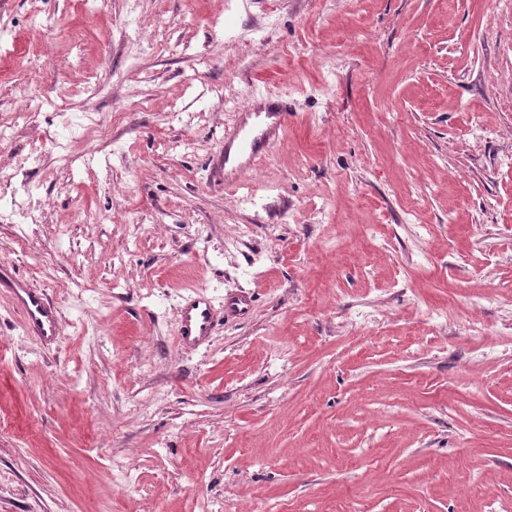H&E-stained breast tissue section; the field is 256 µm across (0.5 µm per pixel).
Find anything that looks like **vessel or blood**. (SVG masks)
I'll list each match as a JSON object with an SVG mask.
<instances>
[{
    "mask_svg": "<svg viewBox=\"0 0 512 512\" xmlns=\"http://www.w3.org/2000/svg\"><path fill=\"white\" fill-rule=\"evenodd\" d=\"M291 117L284 99H268L240 113L232 129L225 131L221 150L209 160L214 182L221 185L250 170L266 148L279 139ZM0 291L10 294L21 309L28 332L47 342L57 340L61 328L53 302L4 263L0 264ZM251 305V295L243 290L225 294L224 306L219 310L203 294L185 297L179 309V344L203 345L221 322L247 316Z\"/></svg>",
    "mask_w": 512,
    "mask_h": 512,
    "instance_id": "1",
    "label": "vessel or blood"
}]
</instances>
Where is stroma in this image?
Masks as SVG:
<instances>
[{"mask_svg":"<svg viewBox=\"0 0 512 512\" xmlns=\"http://www.w3.org/2000/svg\"><path fill=\"white\" fill-rule=\"evenodd\" d=\"M0 172V512H512V0H0ZM288 101L267 99L250 112H241L231 130L224 131L221 150L209 159L213 181L224 185L250 170L268 146L277 141L292 118ZM0 291L10 294L21 309L28 332L45 342H55L61 336L53 302L45 293L32 288L28 281L11 272L3 262L0 264ZM251 305L252 296L243 290L225 294L222 311L214 309L199 292L185 297L179 309V344L183 347L199 348L225 318L245 317Z\"/></svg>","mask_w":512,"mask_h":512,"instance_id":"1","label":"stroma"}]
</instances>
